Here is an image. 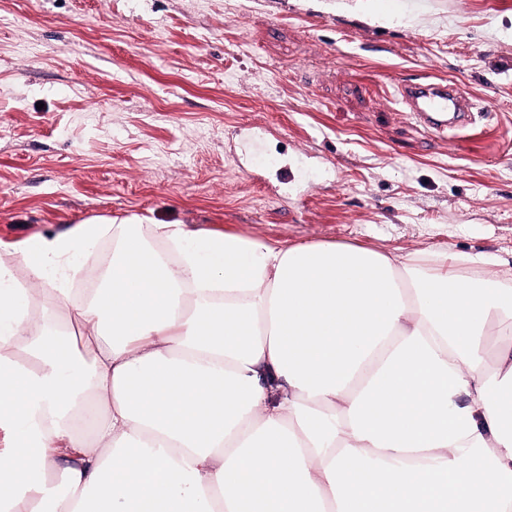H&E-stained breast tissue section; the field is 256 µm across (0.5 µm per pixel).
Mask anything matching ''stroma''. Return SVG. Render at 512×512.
I'll list each match as a JSON object with an SVG mask.
<instances>
[{"label": "stroma", "instance_id": "1", "mask_svg": "<svg viewBox=\"0 0 512 512\" xmlns=\"http://www.w3.org/2000/svg\"><path fill=\"white\" fill-rule=\"evenodd\" d=\"M131 215L512 284V0H0V241ZM398 92L405 112L437 134L448 131L450 116L461 120L475 108L469 96L447 83L405 85Z\"/></svg>", "mask_w": 512, "mask_h": 512}]
</instances>
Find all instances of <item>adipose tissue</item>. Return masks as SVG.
Segmentation results:
<instances>
[{
  "instance_id": "adipose-tissue-1",
  "label": "adipose tissue",
  "mask_w": 512,
  "mask_h": 512,
  "mask_svg": "<svg viewBox=\"0 0 512 512\" xmlns=\"http://www.w3.org/2000/svg\"><path fill=\"white\" fill-rule=\"evenodd\" d=\"M114 243L81 340L0 276V512H512V289L437 254L97 218L19 242L61 286ZM103 405L93 438L73 426ZM110 246H112V237L107 234L98 239L93 246L79 253L74 258L78 273L75 278L70 281L67 288H79L86 272L92 268L93 264L103 256H106L108 259Z\"/></svg>"
}]
</instances>
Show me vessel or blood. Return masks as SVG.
<instances>
[{"instance_id": "1", "label": "vessel or blood", "mask_w": 512, "mask_h": 512, "mask_svg": "<svg viewBox=\"0 0 512 512\" xmlns=\"http://www.w3.org/2000/svg\"><path fill=\"white\" fill-rule=\"evenodd\" d=\"M398 92L406 111L437 134L447 132L450 118H465L475 107L469 96L447 83L405 85Z\"/></svg>"}]
</instances>
